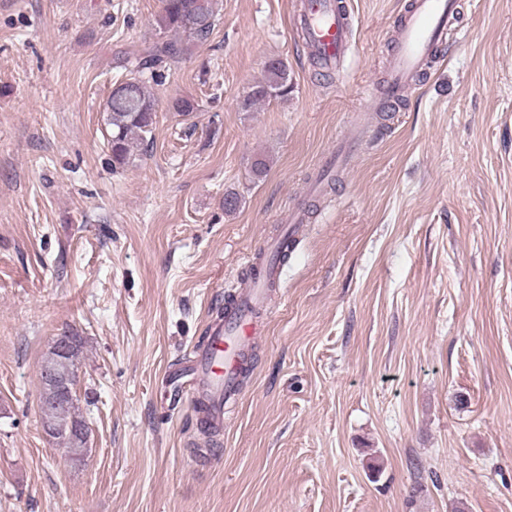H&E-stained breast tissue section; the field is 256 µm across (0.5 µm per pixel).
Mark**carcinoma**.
<instances>
[{"label": "carcinoma", "instance_id": "1", "mask_svg": "<svg viewBox=\"0 0 512 512\" xmlns=\"http://www.w3.org/2000/svg\"><path fill=\"white\" fill-rule=\"evenodd\" d=\"M220 19V0H161L155 16L156 41L134 57L126 78L113 86L106 101L113 170L125 168L142 155L152 138L157 105L152 85L159 82L162 71L179 62L190 43L207 39ZM291 90L288 66L273 58L266 63L263 78L244 96L242 107L249 110L262 102L285 98ZM171 108L187 117L199 111L200 105L193 98L179 97L172 100ZM54 417L64 426L78 420V401L59 403Z\"/></svg>", "mask_w": 512, "mask_h": 512}]
</instances>
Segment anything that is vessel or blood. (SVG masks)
Wrapping results in <instances>:
<instances>
[{
  "label": "vessel or blood",
  "mask_w": 512,
  "mask_h": 512,
  "mask_svg": "<svg viewBox=\"0 0 512 512\" xmlns=\"http://www.w3.org/2000/svg\"><path fill=\"white\" fill-rule=\"evenodd\" d=\"M457 0H411L398 21L380 101L391 106L407 97L418 75L426 70L445 43L455 19ZM308 18L306 39L329 66L340 65L349 51L350 29L336 12L333 0H304ZM282 267L267 262L263 271L240 291L223 318L208 325L205 345L192 353L186 379H175L176 391L191 393L197 422L220 430L228 403L235 400L243 360L260 333L254 312L265 301L269 282L279 280Z\"/></svg>",
  "instance_id": "1"
}]
</instances>
